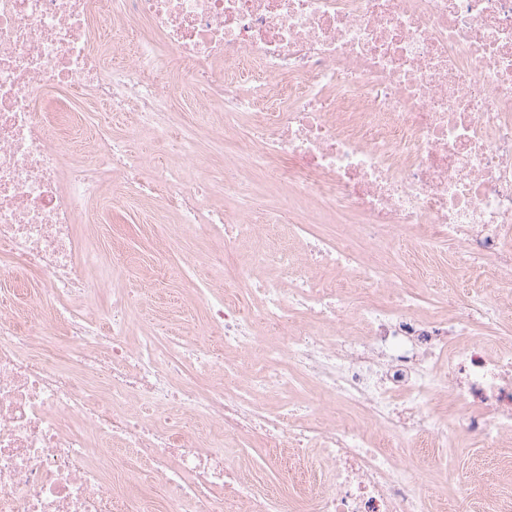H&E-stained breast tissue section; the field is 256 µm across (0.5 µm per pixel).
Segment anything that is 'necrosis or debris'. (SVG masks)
Returning <instances> with one entry per match:
<instances>
[{"mask_svg":"<svg viewBox=\"0 0 512 512\" xmlns=\"http://www.w3.org/2000/svg\"><path fill=\"white\" fill-rule=\"evenodd\" d=\"M52 87L96 104L93 133L42 104ZM178 90L237 148L220 180L190 176L207 161L173 120ZM153 146L181 166H146ZM260 173L298 220L256 217ZM105 178L182 234L230 250L288 223L304 249L198 289L197 335L131 338L144 291L83 311L102 288L75 226ZM219 191L235 212L209 206ZM328 213L356 216L351 243L314 232ZM447 241L457 268L512 277V0H0V255L35 284L0 296V512H149L112 494L116 445L168 512H446L405 449L512 439V337L475 336L512 300L442 313L421 298L434 278L387 261ZM257 444L322 486L261 488Z\"/></svg>","mask_w":512,"mask_h":512,"instance_id":"necrosis-or-debris-1","label":"necrosis or debris"}]
</instances>
